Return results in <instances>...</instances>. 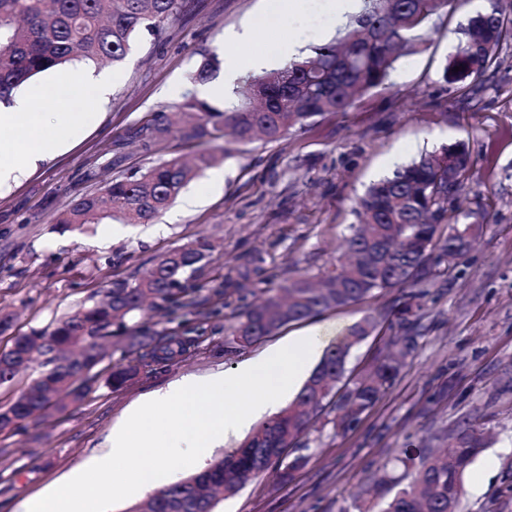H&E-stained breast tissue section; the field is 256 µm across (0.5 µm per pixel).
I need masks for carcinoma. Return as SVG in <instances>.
Instances as JSON below:
<instances>
[{"mask_svg":"<svg viewBox=\"0 0 512 512\" xmlns=\"http://www.w3.org/2000/svg\"><path fill=\"white\" fill-rule=\"evenodd\" d=\"M459 0H362L360 9L331 42L286 61L264 74L239 80L231 105L218 109L194 96L176 105L185 120L161 110L146 127L143 145L177 135L187 141L214 140L229 128L234 144L256 139L276 142L305 132L327 113L348 111L358 93L391 81L396 64L428 38L433 16L457 8ZM183 0H0V102L37 75L73 60L122 62L143 30L160 32L181 11ZM512 44V4L490 0L460 30L442 71L445 82L477 97L501 67L500 53ZM460 71H454V68ZM203 151L186 163L171 158L140 174L114 178L101 193L74 198L57 220L66 228L105 219L149 224L171 207L188 184L228 155ZM472 177L470 155L461 144L442 146L371 183L359 198L358 224L340 259L317 280L285 279L270 288L250 287L241 276L234 292L240 305L227 328L224 350L252 346L281 327L315 318L395 290L389 307L364 317L327 347L287 408L263 420L241 444L191 476L153 490L128 512H216L220 497L236 495L251 479L274 472L292 478L305 456H291L300 436L325 410L345 431L387 393L404 360L418 348L421 320L435 277L465 262L476 228L490 223L481 207L464 211L461 198ZM211 244L198 237L159 255L148 274L134 282L115 280L107 300L82 307L50 331L17 336L0 354V385L28 369L33 353L49 358L39 377L0 411V430L36 417L51 404L60 410L81 402L99 377L118 389L137 373L133 365L95 371L106 357L109 330L143 311L145 302L172 313L189 308L200 290L198 272ZM391 331L385 349L365 376L347 374L352 350L380 326ZM126 348L152 362L169 363L182 354L184 340L155 331L144 318L125 337ZM449 451L405 448L395 460L398 476L383 468L373 478L370 497L353 499L356 512H460L464 478L488 445L483 424L458 423Z\"/></svg>","mask_w":512,"mask_h":512,"instance_id":"cac0c4a2","label":"carcinoma"}]
</instances>
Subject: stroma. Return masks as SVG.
<instances>
[{
    "label": "stroma",
    "mask_w": 512,
    "mask_h": 512,
    "mask_svg": "<svg viewBox=\"0 0 512 512\" xmlns=\"http://www.w3.org/2000/svg\"><path fill=\"white\" fill-rule=\"evenodd\" d=\"M332 0H294L276 29L261 27L267 0H184L180 15L161 34L141 32L125 61L112 67V89L103 102L83 109L101 121L54 157L0 188V308L14 312L0 334V352L14 336L52 329L81 306L101 299L113 281L135 280L159 254L198 236L213 245L191 308L157 313V331H190L193 342L174 362H140L126 386L97 382L84 400L63 412L0 431V512H21L101 451L106 435L152 392L193 376L206 378L257 359L311 328L336 343L346 329L389 305L384 292L321 317L288 324L264 341L232 353L224 328L237 298L223 295L253 256H261L271 280L316 274L340 256L356 199L365 187L422 152L463 143L473 161L468 207L482 206L489 224L479 230L467 262L453 279H440L427 305L419 347L389 392L361 422L343 433L316 420L305 440L310 459L293 479L279 483L266 473L219 512H341L363 492L369 478L393 465L403 448L441 446L459 421L480 417L491 428L489 448L465 478L461 512H512V46L481 101L446 83L442 70L469 17L488 0H468L433 17L427 45L404 58L392 84L360 96L346 113L318 119L308 131L279 142L238 146L210 175L193 181L185 196L196 206H172L151 224L111 221L65 230L55 219L76 196L103 182L145 171L199 150L196 142L169 138L153 150L142 146V129L162 108L196 94L191 76L208 57L248 55L234 34L258 27L267 70L331 41L343 25Z\"/></svg>",
    "instance_id": "1"
}]
</instances>
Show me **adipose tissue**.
I'll list each match as a JSON object with an SVG mask.
<instances>
[{
  "label": "adipose tissue",
  "mask_w": 512,
  "mask_h": 512,
  "mask_svg": "<svg viewBox=\"0 0 512 512\" xmlns=\"http://www.w3.org/2000/svg\"><path fill=\"white\" fill-rule=\"evenodd\" d=\"M111 86L112 77L107 73L90 77L63 75L41 89L45 98L58 105L52 121H43L39 113L28 111L23 101L13 111L0 112V186L53 157L85 128L99 122L100 113L76 111L71 92L79 90L101 101Z\"/></svg>",
  "instance_id": "adipose-tissue-1"
}]
</instances>
